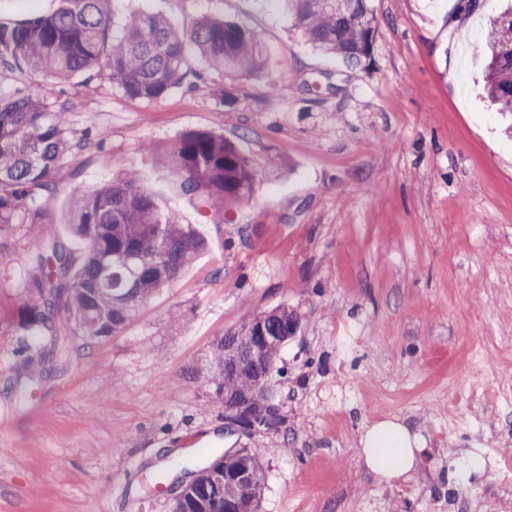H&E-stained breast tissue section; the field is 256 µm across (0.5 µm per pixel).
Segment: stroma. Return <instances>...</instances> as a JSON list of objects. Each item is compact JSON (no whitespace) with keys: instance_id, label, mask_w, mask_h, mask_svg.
<instances>
[{"instance_id":"obj_1","label":"stroma","mask_w":512,"mask_h":512,"mask_svg":"<svg viewBox=\"0 0 512 512\" xmlns=\"http://www.w3.org/2000/svg\"><path fill=\"white\" fill-rule=\"evenodd\" d=\"M506 0H368L355 66L313 49L274 0H110L208 15L259 33L260 79L211 75L159 101L108 78L0 70V95L66 107L76 137L39 229L75 252L68 211L131 167L208 247L119 333L54 319L64 355L28 327L37 251L0 231V512H171L230 448L265 474L259 512H503L512 484V115L484 90L483 45ZM226 96L217 99L216 88ZM193 132L224 136L255 170L218 218L155 164ZM277 307L301 326L280 351L275 431H229L209 384L215 344ZM399 419L423 450L411 479L364 468L366 427ZM484 468L467 473L472 456Z\"/></svg>"}]
</instances>
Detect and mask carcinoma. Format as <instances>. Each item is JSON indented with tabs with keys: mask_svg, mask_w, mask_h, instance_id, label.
<instances>
[{
	"mask_svg": "<svg viewBox=\"0 0 512 512\" xmlns=\"http://www.w3.org/2000/svg\"><path fill=\"white\" fill-rule=\"evenodd\" d=\"M57 11L16 24L0 22V69L64 80L85 74L90 87L106 76L123 94L159 101L173 89L192 87L202 75L187 68L199 54L209 71L257 79L267 54L258 33L238 23L201 18L179 27L156 14L131 19L123 33L109 24L108 0H62ZM301 36L320 51L356 64L370 52L373 16L366 0H279ZM485 87L500 109L512 112V8L488 33ZM87 146L71 136L68 112L49 109L33 94L0 95V229L21 217L41 249L34 289L24 294L29 327L39 333L60 311L88 340L120 332L138 308L170 286L205 247L189 224L162 207L131 168L115 182L73 198L69 225L86 245L82 259L60 242L45 243L35 224L53 198L67 156ZM158 164L183 188L198 193L208 209L224 216L250 197L256 172L224 137L197 133L185 138ZM271 344L254 353L251 323L228 331L213 351L210 377L218 396L249 392L277 367L287 337L300 327L283 307L262 315ZM236 353L238 369H224V354ZM264 470L252 460L247 477L224 482V468H205L173 500L172 512H226L260 498Z\"/></svg>",
	"mask_w": 512,
	"mask_h": 512,
	"instance_id": "cac0c4a2",
	"label": "carcinoma"
}]
</instances>
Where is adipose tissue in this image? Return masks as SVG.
<instances>
[{
    "mask_svg": "<svg viewBox=\"0 0 512 512\" xmlns=\"http://www.w3.org/2000/svg\"><path fill=\"white\" fill-rule=\"evenodd\" d=\"M361 458L379 482L392 483L415 467L419 451L417 438L394 420L375 423L360 438Z\"/></svg>",
    "mask_w": 512,
    "mask_h": 512,
    "instance_id": "obj_1",
    "label": "adipose tissue"
}]
</instances>
